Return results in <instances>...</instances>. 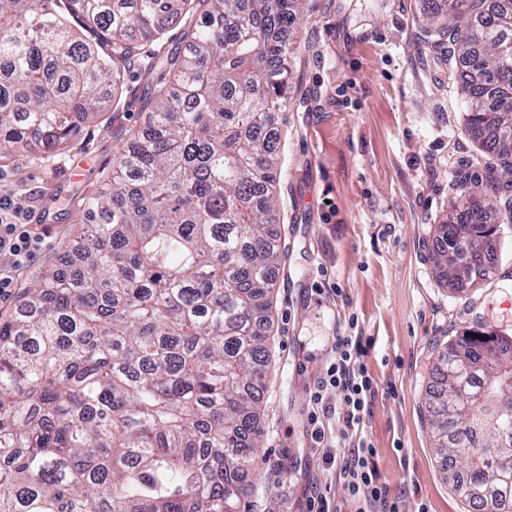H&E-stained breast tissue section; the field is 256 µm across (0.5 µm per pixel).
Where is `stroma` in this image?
<instances>
[{
    "label": "stroma",
    "instance_id": "1",
    "mask_svg": "<svg viewBox=\"0 0 512 512\" xmlns=\"http://www.w3.org/2000/svg\"><path fill=\"white\" fill-rule=\"evenodd\" d=\"M298 19L307 49L292 65L274 187L284 259L276 272L271 363L262 395V481L249 512H306L312 491L349 492L309 434V396L334 340L359 331L377 383L366 417L375 463L401 512H467L440 472L425 415L435 345L476 324L512 334V231L493 243L495 276L451 289L433 272L435 226L448 201L493 164L466 133L453 61L438 62L424 14L442 0H317ZM156 78L131 70L71 142L0 157V200L20 206L39 245L0 313L46 267L66 266L81 204L112 170L121 138L145 121Z\"/></svg>",
    "mask_w": 512,
    "mask_h": 512
}]
</instances>
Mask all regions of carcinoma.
<instances>
[{"instance_id": "carcinoma-1", "label": "carcinoma", "mask_w": 512, "mask_h": 512, "mask_svg": "<svg viewBox=\"0 0 512 512\" xmlns=\"http://www.w3.org/2000/svg\"><path fill=\"white\" fill-rule=\"evenodd\" d=\"M309 0H0V155L73 139L127 71L170 88L84 201L70 275L48 268L0 317V512H241L257 469L279 247L271 233L295 23ZM201 12L166 50V25ZM78 18L73 28L67 14ZM465 125L499 160L484 200L451 203L438 277L487 280L512 176V0H448ZM512 224V204L498 213ZM471 274L451 276L448 255ZM484 363L455 408L448 361ZM512 336L466 329L425 400L452 489L512 512Z\"/></svg>"}]
</instances>
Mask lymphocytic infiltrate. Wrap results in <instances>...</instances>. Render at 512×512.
I'll list each match as a JSON object with an SVG mask.
<instances>
[{
	"label": "lymphocytic infiltrate",
	"instance_id": "1",
	"mask_svg": "<svg viewBox=\"0 0 512 512\" xmlns=\"http://www.w3.org/2000/svg\"><path fill=\"white\" fill-rule=\"evenodd\" d=\"M31 236L13 222L0 223V295L14 283L13 272L29 253ZM368 344L359 336H340L334 356L323 377L310 394V436L315 447L327 448L331 439L327 419L336 416L344 431L342 439L349 454L340 473L349 489L355 512H399L388 498V488L374 462V450L365 435V418L376 395L374 380L363 361Z\"/></svg>",
	"mask_w": 512,
	"mask_h": 512
}]
</instances>
